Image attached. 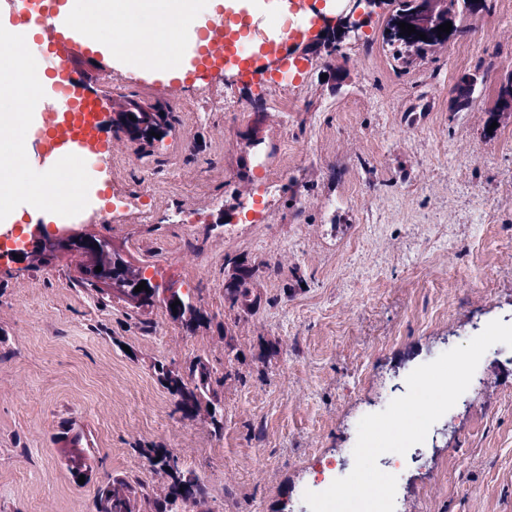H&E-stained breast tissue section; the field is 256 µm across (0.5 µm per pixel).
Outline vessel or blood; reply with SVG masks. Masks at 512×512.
Segmentation results:
<instances>
[{
  "mask_svg": "<svg viewBox=\"0 0 512 512\" xmlns=\"http://www.w3.org/2000/svg\"><path fill=\"white\" fill-rule=\"evenodd\" d=\"M33 18L40 29L39 52L69 103L66 112H51L46 118L45 154L50 157L52 168L64 172L70 169L74 159L91 156L111 162L112 143L104 137L100 123L88 116L92 110L105 111L110 101L105 87L97 83L92 36L75 37L55 11L38 8ZM253 25L249 15L228 12L220 26L199 32L200 43L188 62L190 73L211 77L215 74V63H239L242 56L237 51L236 41L240 33Z\"/></svg>",
  "mask_w": 512,
  "mask_h": 512,
  "instance_id": "vessel-or-blood-1",
  "label": "vessel or blood"
}]
</instances>
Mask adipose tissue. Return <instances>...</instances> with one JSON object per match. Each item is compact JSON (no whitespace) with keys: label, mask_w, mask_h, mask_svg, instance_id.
<instances>
[{"label":"adipose tissue","mask_w":512,"mask_h":512,"mask_svg":"<svg viewBox=\"0 0 512 512\" xmlns=\"http://www.w3.org/2000/svg\"><path fill=\"white\" fill-rule=\"evenodd\" d=\"M241 8L242 0H65L60 13L72 34L95 31V49L173 75L183 66L179 39L187 25L201 27L221 11ZM37 33L36 25L13 23L8 12L0 11L1 224L45 215L50 198L70 212L83 207L87 197L81 175L62 181L50 167L31 161L42 111L64 109L44 59L34 50Z\"/></svg>","instance_id":"obj_1"}]
</instances>
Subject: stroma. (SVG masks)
I'll return each mask as SVG.
<instances>
[{"mask_svg":"<svg viewBox=\"0 0 512 512\" xmlns=\"http://www.w3.org/2000/svg\"><path fill=\"white\" fill-rule=\"evenodd\" d=\"M367 21L282 87L262 76L186 81L114 69L112 86L169 104L149 148L114 140L108 195L150 185L148 220L120 212L96 234L174 282L209 326L187 333L73 282L75 259L14 275L0 262V512H93L107 476L167 483L134 451L154 441L207 486L209 512H282L313 459L350 447L352 426L393 373L512 324V113L490 117L512 71V9L470 18L447 49L403 70ZM497 66L474 106L450 108L478 59ZM295 103L292 112L271 99ZM257 132L265 159L241 156ZM263 266L247 310L224 305L231 261ZM202 357L223 375L224 428L185 418L155 364ZM430 429L396 512H512V348L493 345ZM73 421L92 454L68 471Z\"/></svg>","mask_w":512,"mask_h":512,"instance_id":"1","label":"stroma"}]
</instances>
